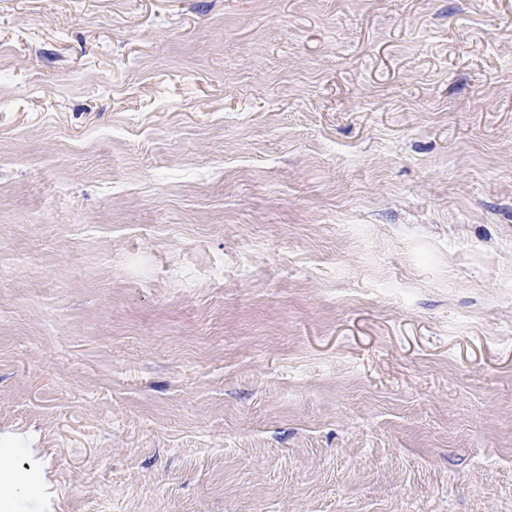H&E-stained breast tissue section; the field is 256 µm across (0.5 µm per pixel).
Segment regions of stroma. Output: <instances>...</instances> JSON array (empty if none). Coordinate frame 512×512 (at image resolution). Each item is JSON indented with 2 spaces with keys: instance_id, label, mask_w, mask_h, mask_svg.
Segmentation results:
<instances>
[{
  "instance_id": "stroma-1",
  "label": "stroma",
  "mask_w": 512,
  "mask_h": 512,
  "mask_svg": "<svg viewBox=\"0 0 512 512\" xmlns=\"http://www.w3.org/2000/svg\"><path fill=\"white\" fill-rule=\"evenodd\" d=\"M0 512H512V0H0Z\"/></svg>"
}]
</instances>
